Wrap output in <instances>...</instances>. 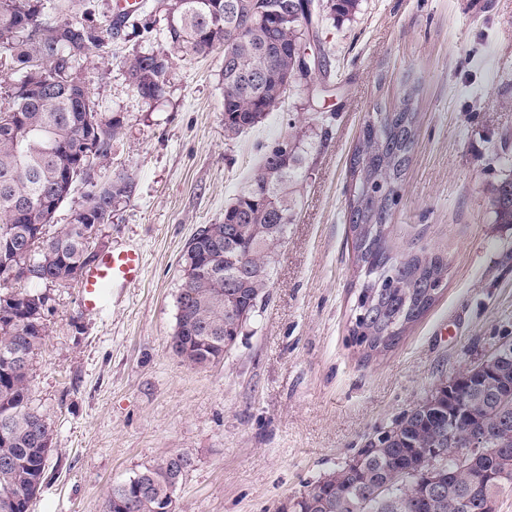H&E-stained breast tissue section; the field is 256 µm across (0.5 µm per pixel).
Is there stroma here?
Here are the masks:
<instances>
[{
    "label": "stroma",
    "mask_w": 512,
    "mask_h": 512,
    "mask_svg": "<svg viewBox=\"0 0 512 512\" xmlns=\"http://www.w3.org/2000/svg\"><path fill=\"white\" fill-rule=\"evenodd\" d=\"M137 44L122 28L108 72L93 55L81 71L101 110L124 117L108 169L133 183L99 241L139 246L144 274L98 315L80 282L43 288L30 401L53 448L30 512H107L113 486L175 451L192 465L174 512H282L433 386L512 339V224L495 223L490 206L497 158L512 155V0H362L351 19L319 24L324 72L234 139L221 52L182 55L150 107L122 75ZM411 85L417 135L390 222L402 248L446 257L448 275L393 351L367 359L349 336L350 162L368 116ZM294 132L306 135L298 208L269 299L224 359L185 365L170 337L187 244Z\"/></svg>",
    "instance_id": "obj_1"
}]
</instances>
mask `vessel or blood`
<instances>
[{
  "mask_svg": "<svg viewBox=\"0 0 512 512\" xmlns=\"http://www.w3.org/2000/svg\"><path fill=\"white\" fill-rule=\"evenodd\" d=\"M144 271L142 251L137 247L113 249L102 255L96 265L82 276L83 305L90 313H99L109 288L128 286L141 280Z\"/></svg>",
  "mask_w": 512,
  "mask_h": 512,
  "instance_id": "1",
  "label": "vessel or blood"
}]
</instances>
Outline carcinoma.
<instances>
[{"instance_id":"obj_1","label":"carcinoma","mask_w":512,"mask_h":512,"mask_svg":"<svg viewBox=\"0 0 512 512\" xmlns=\"http://www.w3.org/2000/svg\"><path fill=\"white\" fill-rule=\"evenodd\" d=\"M360 0H181L180 10L149 20L122 16L142 39L125 59V80L148 105L164 97L173 53L207 55L221 50L233 64L222 68L224 134L234 138L263 122L285 97L300 69L314 16L350 19ZM58 0H0V59L12 64L16 78L4 90L0 110V279L31 257L40 276L31 282L56 285L79 279L90 243L112 223L117 207L133 184L123 173L82 182V201L70 222L54 234L44 220L45 203L64 205L75 187L64 171L79 165L83 140L90 141L99 167L107 166L125 123L119 112H96L89 122L84 102L99 103L87 84L71 77L72 68L105 47L112 24L52 20L62 12ZM163 35L169 50L151 47ZM48 85L27 94L29 71ZM262 74L253 81L250 76ZM413 93L391 112H376L362 127L351 165L355 179L347 220L358 269L351 309L350 336L365 358L398 344L406 330L434 304L448 272L443 256L400 249L392 239L389 212L396 205L405 167L415 141ZM303 136L292 133L262 157L257 173L235 201L224 208V228L234 237L214 239L201 228L190 240L171 348L182 361L204 366L224 359V337L241 334L268 297L270 270L281 241L293 223L302 164ZM503 177L491 190L494 223L512 224V159L499 157ZM37 291L0 293V512H29L41 488L52 431H38L43 416L29 404V367L46 333L45 313L31 311L28 297ZM499 371L483 380L456 375L440 381L396 421L384 447L363 450L359 471L340 467L317 480L322 507L304 496L290 502V512H481L489 492L471 472L448 465L458 448L448 443L455 423L493 437L498 415L489 407L496 392L512 394V350ZM192 464L173 452L145 467L133 479L112 488L108 512H156L173 508L174 493ZM442 468L448 492L443 503L419 495L418 479L433 464Z\"/></svg>"}]
</instances>
